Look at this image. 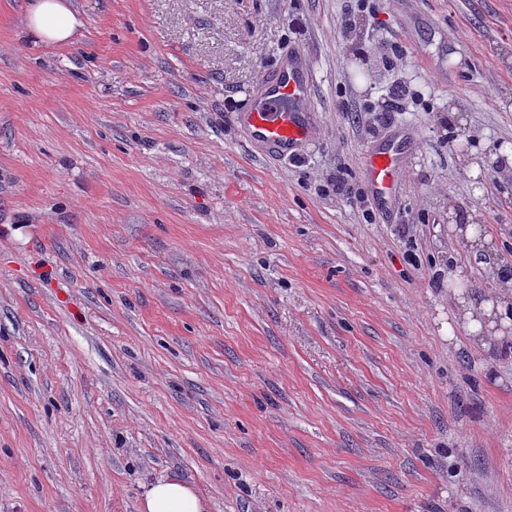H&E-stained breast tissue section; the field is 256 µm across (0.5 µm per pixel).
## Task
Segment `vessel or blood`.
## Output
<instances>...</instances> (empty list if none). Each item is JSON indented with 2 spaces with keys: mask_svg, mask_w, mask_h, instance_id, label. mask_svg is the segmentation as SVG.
Listing matches in <instances>:
<instances>
[{
  "mask_svg": "<svg viewBox=\"0 0 512 512\" xmlns=\"http://www.w3.org/2000/svg\"><path fill=\"white\" fill-rule=\"evenodd\" d=\"M313 67L301 49H285L269 70L255 96L236 112L250 142L264 147L266 158L295 155L317 133L312 106ZM403 151L389 140L371 148L365 157V177L374 201L387 206L395 197Z\"/></svg>",
  "mask_w": 512,
  "mask_h": 512,
  "instance_id": "obj_1",
  "label": "vessel or blood"
}]
</instances>
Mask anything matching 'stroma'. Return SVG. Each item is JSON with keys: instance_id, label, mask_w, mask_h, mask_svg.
<instances>
[{"instance_id": "obj_1", "label": "stroma", "mask_w": 512, "mask_h": 512, "mask_svg": "<svg viewBox=\"0 0 512 512\" xmlns=\"http://www.w3.org/2000/svg\"><path fill=\"white\" fill-rule=\"evenodd\" d=\"M0 0V512H512V0ZM318 136L235 121L287 47ZM402 138L376 208L363 170ZM345 178L357 196L339 194ZM481 225L494 252L458 242ZM80 21L65 0H32L25 27L37 43L64 44L70 41ZM497 272L499 280L507 286L506 288H502L506 289L507 293L496 305L485 302H479V304H477L473 298H469L465 295H461L458 301L464 311V323L476 338L480 337L483 329L480 317L490 318V321L487 322L488 328H493L495 326V319H491L492 317H496V315H494V310H496L497 316L504 318L502 320L504 324H508L510 321V303H512V266H499ZM140 512H207L194 487L180 479H159L144 492Z\"/></svg>"}]
</instances>
